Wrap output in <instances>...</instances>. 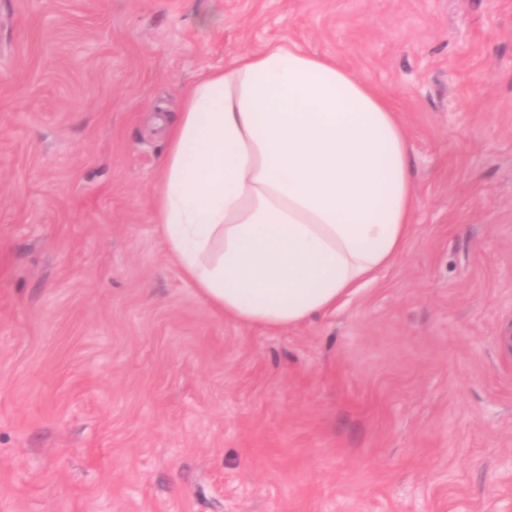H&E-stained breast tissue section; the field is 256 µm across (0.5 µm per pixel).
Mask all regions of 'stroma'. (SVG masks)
<instances>
[{"label": "stroma", "mask_w": 512, "mask_h": 512, "mask_svg": "<svg viewBox=\"0 0 512 512\" xmlns=\"http://www.w3.org/2000/svg\"><path fill=\"white\" fill-rule=\"evenodd\" d=\"M283 40L392 102L418 206L272 334L153 197L189 83ZM0 512H512V0H0Z\"/></svg>", "instance_id": "1"}]
</instances>
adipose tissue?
I'll use <instances>...</instances> for the list:
<instances>
[{
  "mask_svg": "<svg viewBox=\"0 0 512 512\" xmlns=\"http://www.w3.org/2000/svg\"><path fill=\"white\" fill-rule=\"evenodd\" d=\"M417 205L391 103L336 58L283 41L186 88L154 216L212 309L278 333L372 283L404 250Z\"/></svg>",
  "mask_w": 512,
  "mask_h": 512,
  "instance_id": "adipose-tissue-1",
  "label": "adipose tissue"
}]
</instances>
